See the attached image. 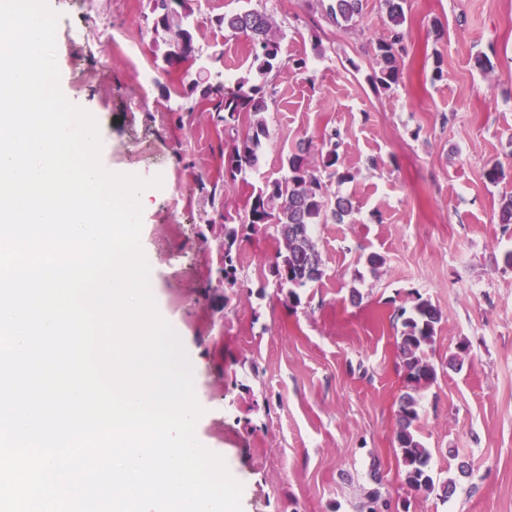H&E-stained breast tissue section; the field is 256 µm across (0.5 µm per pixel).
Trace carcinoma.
Here are the masks:
<instances>
[{"label": "carcinoma", "instance_id": "cac0c4a2", "mask_svg": "<svg viewBox=\"0 0 512 512\" xmlns=\"http://www.w3.org/2000/svg\"><path fill=\"white\" fill-rule=\"evenodd\" d=\"M392 28L390 36L379 42L375 60L378 71L373 82L389 89L399 81L398 46L403 43V25L406 21L407 0H383ZM330 20L339 28H350L359 21L363 0H319ZM182 11L162 15L161 10L151 9L154 15L153 30L156 41L163 46L162 55L174 51L183 32L182 14L193 13L188 0H182ZM217 25L232 37H243L248 42L252 58L248 74L241 77L236 88L226 89L211 77L200 81L190 78L183 82L187 95L197 96V102L216 118L227 135L219 146L224 161V182H236L247 172L255 170L260 161L263 141L269 137L266 113L269 91L265 78L279 67L280 32L273 18L262 10L247 9L226 13L216 19ZM247 116L245 132L238 130L240 116ZM338 155L330 149L321 154V167L312 165L308 146L301 143L287 159V174L269 179L253 189L248 198L245 217L240 224L250 230L264 227L272 230L278 249L272 263L276 281L293 287H304L323 276L322 257L313 238L312 228L332 220L341 223L353 210L352 201L336 198L334 205L327 200V185L322 173L338 176ZM235 218L224 215V242L221 273L226 280L236 281L233 246L239 230L233 226ZM442 312L429 300L419 298L411 314L402 323L398 353L402 363L407 392L399 406L397 445L405 467L406 484L418 492H432L435 481L430 468L431 454L420 441L415 422L418 420L417 399L414 393L435 379V368L427 351L434 341L436 326Z\"/></svg>", "mask_w": 512, "mask_h": 512}]
</instances>
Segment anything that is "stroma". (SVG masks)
<instances>
[{
    "instance_id": "obj_1",
    "label": "stroma",
    "mask_w": 512,
    "mask_h": 512,
    "mask_svg": "<svg viewBox=\"0 0 512 512\" xmlns=\"http://www.w3.org/2000/svg\"><path fill=\"white\" fill-rule=\"evenodd\" d=\"M48 3L60 88L96 119L103 167L162 178L146 191L140 243L157 309L194 364L195 436L242 484L243 512H359L376 488L389 512H512V224L497 220L512 195V0H408L401 80L388 90L372 81L390 28L383 0H363L348 29L308 0H190L195 42L216 54L209 67L226 88L251 58L216 17L251 6L283 34L270 137L258 168L230 186L223 128L155 65L149 0ZM331 132L349 178L327 179L328 195L354 209L315 229L321 280L278 285L277 242L260 228L233 247L238 286L221 283L224 223L207 185L223 184L226 210L242 212L300 142L316 155ZM492 165L504 172L494 184ZM371 253L384 259L374 272ZM419 298L443 315L417 433L453 484L445 499L406 485L395 441L400 313Z\"/></svg>"
}]
</instances>
